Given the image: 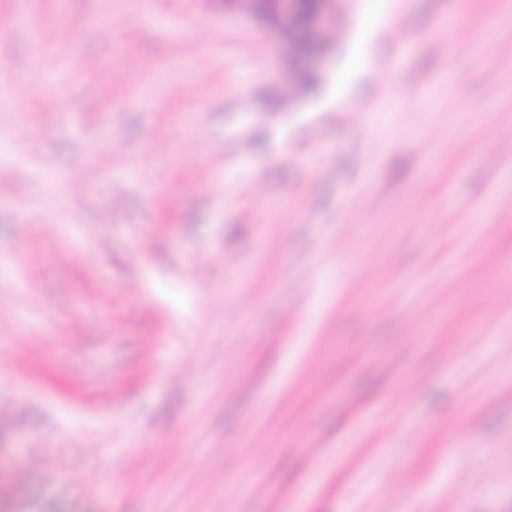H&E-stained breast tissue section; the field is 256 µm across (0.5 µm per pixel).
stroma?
<instances>
[{"instance_id":"1","label":"stroma","mask_w":512,"mask_h":512,"mask_svg":"<svg viewBox=\"0 0 512 512\" xmlns=\"http://www.w3.org/2000/svg\"><path fill=\"white\" fill-rule=\"evenodd\" d=\"M361 9L0 0V512H512V0ZM302 0H255L257 9L264 14H270L272 17L282 23L288 24L290 29L296 27L301 17V11L304 15H308L315 7L313 1L307 0L301 5ZM317 7L304 20V27L314 28L325 17V5L328 0H315ZM272 4L271 10L262 7L263 4Z\"/></svg>"}]
</instances>
